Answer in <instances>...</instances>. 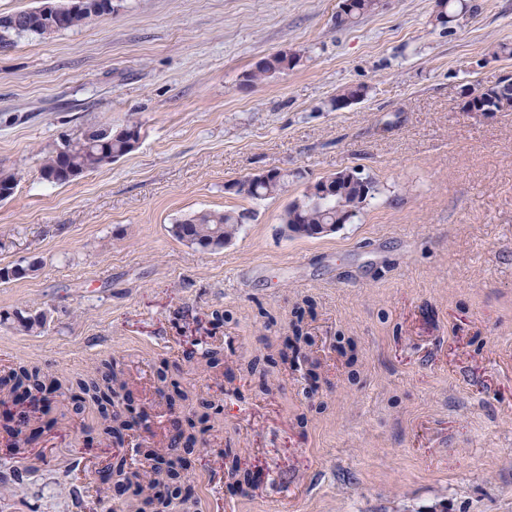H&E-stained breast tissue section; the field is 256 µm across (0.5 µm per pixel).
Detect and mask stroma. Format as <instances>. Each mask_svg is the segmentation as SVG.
Wrapping results in <instances>:
<instances>
[{"label": "stroma", "instance_id": "35a3bbf8", "mask_svg": "<svg viewBox=\"0 0 512 512\" xmlns=\"http://www.w3.org/2000/svg\"><path fill=\"white\" fill-rule=\"evenodd\" d=\"M340 0H119L112 14L0 52V368L70 379L115 359L159 445L162 360L222 415L186 477L199 512H512V112H466L463 90L512 72V0H473L436 25V0H381L339 28ZM294 66L246 85L263 58ZM361 102L334 111L343 87ZM140 125L132 153L65 185L40 154L92 127ZM358 166L381 188L352 223L289 237L280 214L307 183ZM291 171L266 201L228 184ZM252 208L218 250L176 239V218ZM232 322L208 326L213 310ZM317 344L282 356L295 312ZM46 315L22 332L18 315ZM224 347L200 372L191 335ZM260 360L264 376L248 363ZM271 393H263L261 381ZM92 408L45 431L0 512H123L96 476ZM255 461L230 485L222 449Z\"/></svg>", "mask_w": 512, "mask_h": 512}]
</instances>
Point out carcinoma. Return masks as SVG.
Returning <instances> with one entry per match:
<instances>
[{
    "mask_svg": "<svg viewBox=\"0 0 512 512\" xmlns=\"http://www.w3.org/2000/svg\"><path fill=\"white\" fill-rule=\"evenodd\" d=\"M378 6L377 0H351L350 7L344 14H336V26L350 25L371 14ZM477 7L472 0H437L435 22L445 26L461 17L472 16ZM49 17L37 7L20 10L15 13L0 15V51L13 47L23 38L47 39L53 35L75 28H80L91 21V17L81 13L69 14L65 22L58 27L48 24ZM286 56L274 54L261 61V65L249 72L246 81L261 83L270 79V73L284 67ZM368 94V87L363 85L347 86L331 99L332 109H338L341 101H359ZM470 103H482L493 107L498 112H512V97L496 86H487L469 93ZM138 124L133 122L118 132L110 127H99L74 140V146L68 153L53 149L45 154L39 168L40 179L56 185H65L79 178L86 172L95 171L132 152L131 143L126 133ZM346 171L315 181L323 186L325 194L317 199L309 195L311 186L307 185L300 194L287 203L280 216L281 224L290 232L297 231V226L313 224H334L338 215L354 205L359 196V189L351 186L345 179ZM20 181L15 172H0V201L13 196ZM288 181L279 177L259 179L252 183L245 192L251 200L274 199L287 192ZM256 212L250 209L211 210L203 209L193 212L175 221L171 227L173 236L183 242L202 249L222 248L240 232L243 225L254 220ZM294 347L310 346L313 340L308 336L304 324V313L294 315L291 327ZM224 358L220 352L205 348L201 350L198 363L209 369H218ZM127 381L123 370L118 366L106 364L76 382L53 377L38 367H8L0 371V406L8 408L15 404L18 391L36 392L49 401L65 398L75 410L85 408L101 397L112 393L120 395L126 392ZM31 420L22 418L3 424V431L8 436L9 445L18 455L19 461L26 460L25 450L35 439V434L48 428L52 421H46L31 431ZM127 421L119 411L100 410L97 413L95 430L110 441L119 437L126 429ZM168 455L172 461L182 460V453H195L196 439L180 431H175L165 438ZM152 477L146 486L132 489L133 479L125 463L116 461L111 465L109 474L102 482L124 488L126 512H158L167 507L172 499H179L184 509L196 506L197 497L191 487L184 486L180 473L170 469L151 468Z\"/></svg>",
    "mask_w": 512,
    "mask_h": 512,
    "instance_id": "obj_1",
    "label": "carcinoma"
}]
</instances>
